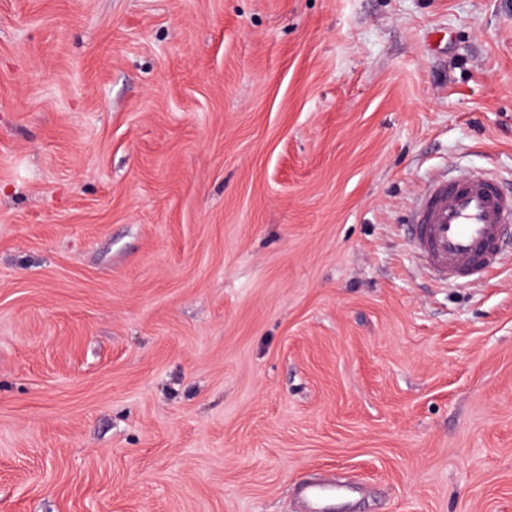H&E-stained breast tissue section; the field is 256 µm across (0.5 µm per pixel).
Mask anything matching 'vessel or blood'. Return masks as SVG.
I'll return each instance as SVG.
<instances>
[{
  "label": "vessel or blood",
  "mask_w": 512,
  "mask_h": 512,
  "mask_svg": "<svg viewBox=\"0 0 512 512\" xmlns=\"http://www.w3.org/2000/svg\"><path fill=\"white\" fill-rule=\"evenodd\" d=\"M511 223L512 192L469 174L429 185L413 209L409 236L426 268L447 282L494 268ZM298 498L303 512H323L315 485H301Z\"/></svg>",
  "instance_id": "b4317fda"
}]
</instances>
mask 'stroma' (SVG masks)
I'll return each mask as SVG.
<instances>
[{
    "mask_svg": "<svg viewBox=\"0 0 512 512\" xmlns=\"http://www.w3.org/2000/svg\"><path fill=\"white\" fill-rule=\"evenodd\" d=\"M512 0H0V512H512ZM411 221V245L440 281L483 274L499 262L512 192L474 174L438 180L418 199ZM321 488L313 484H303L298 491L299 503L305 512H325Z\"/></svg>",
    "mask_w": 512,
    "mask_h": 512,
    "instance_id": "stroma-1",
    "label": "stroma"
}]
</instances>
